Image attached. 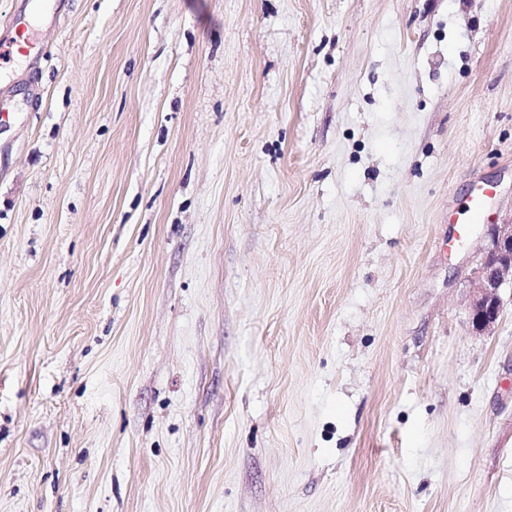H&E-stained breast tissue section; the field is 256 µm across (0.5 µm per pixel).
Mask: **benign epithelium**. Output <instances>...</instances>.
<instances>
[{
    "instance_id": "benign-epithelium-1",
    "label": "benign epithelium",
    "mask_w": 512,
    "mask_h": 512,
    "mask_svg": "<svg viewBox=\"0 0 512 512\" xmlns=\"http://www.w3.org/2000/svg\"><path fill=\"white\" fill-rule=\"evenodd\" d=\"M508 277L512 278V224H496L491 246L477 272L476 293L470 306L474 329L486 331L497 323L500 288Z\"/></svg>"
}]
</instances>
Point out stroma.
<instances>
[{"mask_svg": "<svg viewBox=\"0 0 512 512\" xmlns=\"http://www.w3.org/2000/svg\"><path fill=\"white\" fill-rule=\"evenodd\" d=\"M0 512H512V0H0ZM495 195L494 183L476 179L467 195L462 199L459 210L448 216L449 224H457L460 240L466 238L475 224H486L491 215L488 212L489 201ZM458 214V216H457ZM459 215L463 217L460 219ZM512 278V224H495L491 246L477 272L476 293L470 306L472 326L477 331L494 327L501 313L500 288Z\"/></svg>", "mask_w": 512, "mask_h": 512, "instance_id": "obj_1", "label": "stroma"}]
</instances>
